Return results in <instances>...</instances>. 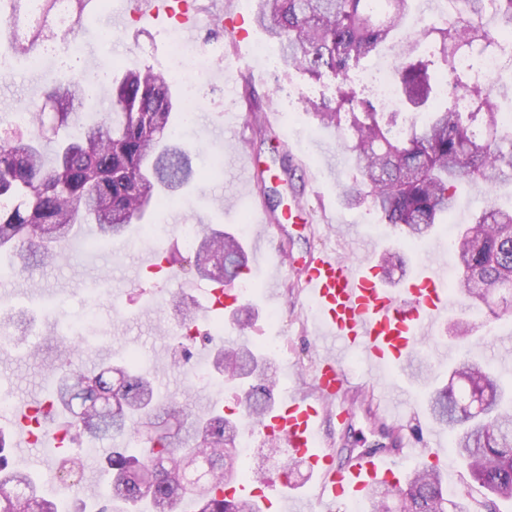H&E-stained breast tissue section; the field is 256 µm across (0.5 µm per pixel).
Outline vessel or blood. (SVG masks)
<instances>
[{
    "instance_id": "b4317fda",
    "label": "vessel or blood",
    "mask_w": 512,
    "mask_h": 512,
    "mask_svg": "<svg viewBox=\"0 0 512 512\" xmlns=\"http://www.w3.org/2000/svg\"><path fill=\"white\" fill-rule=\"evenodd\" d=\"M131 15L146 27L175 15L185 27L195 24L189 12H176L175 0H121L107 24L113 29L125 27ZM298 280L318 310L324 335L337 341L342 350L359 351L373 370L402 363L448 311L440 286L442 267L432 257L415 288L385 287L371 268L326 252L302 261ZM314 384V397L268 408L262 429L279 438L289 457L310 468L316 500L367 501L372 489L399 485L412 448L422 447L432 457L439 454L435 435H421L404 424L403 411L395 409L382 393L354 382L342 369L340 358L323 357ZM326 414L335 417L344 430L353 427L357 416L370 419L378 436L376 449L350 453L346 462H339L331 445L318 435L319 420ZM311 503L305 491L285 481L271 486L269 495L257 501L260 512L275 507L280 512H309Z\"/></svg>"
}]
</instances>
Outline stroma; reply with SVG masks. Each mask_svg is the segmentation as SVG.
Returning <instances> with one entry per match:
<instances>
[{
  "label": "stroma",
  "mask_w": 512,
  "mask_h": 512,
  "mask_svg": "<svg viewBox=\"0 0 512 512\" xmlns=\"http://www.w3.org/2000/svg\"><path fill=\"white\" fill-rule=\"evenodd\" d=\"M202 18L193 31H182L190 44L206 49L210 55L207 73L189 77L177 87L182 109H193V122L183 142L196 152L195 162L205 176L182 197L173 214L183 224H209L249 242L253 202H267L268 188H277L275 215L281 243L290 257L306 258L328 249L336 255L370 267H377L384 252H403L405 267L387 273L389 285L408 284L423 249L422 243L407 244L395 234L375 235L376 214L367 206H347L338 195V186L357 174L354 156L346 152L335 129L322 126L307 106L308 100L333 96V82L315 83L292 68L268 65L257 49L268 44L261 28H254L241 40L214 26V18L230 13L253 14L254 0H195ZM105 11L93 6L86 11L79 31L38 48L34 58L15 57L14 70L39 72L38 83L27 89L19 106L40 99L47 81L62 77L70 69L84 71L99 79L97 96L87 110L105 111L108 106L109 78L130 68L149 67L167 71L171 63L166 29L143 28L128 22L126 28L106 31ZM95 40L94 57L82 48ZM251 155L250 182H243L238 170L225 163L226 155ZM487 201L481 188L463 186L456 207L447 223L438 225L432 240L444 269H454L449 241L458 225L469 223ZM162 213L151 211L144 223L132 224L124 239L93 244L91 234L72 237L68 250L76 259H60L27 272L0 277V315L27 312L33 322L26 343L15 344L0 338V391H8L13 409L32 406L44 400L53 386V368L66 361L75 365L97 366L101 361L118 362L131 354L141 355L157 378L158 392L170 408H190L198 413L211 410L241 412L245 409L242 386L225 383L211 376L213 346L205 340L181 347L180 330L171 299L183 294L200 307L208 304L205 280L188 268L174 264L176 280L166 272L151 268L155 251L171 252L183 248L178 231L161 239H146L142 226L160 224ZM356 232L345 235L344 225ZM249 268L257 281L255 292L238 297L226 308L208 313L201 325L220 320L223 342L247 341L258 347L278 344L273 358L277 385L274 397L285 400L314 391L313 376L323 355L338 351L337 342L317 339L312 334L310 311L313 304L298 288L293 272L271 277V261L261 251L248 253ZM448 319L467 318L476 327L468 339L460 340L439 325L432 336L420 343L414 367L428 374V385H416L415 407L426 429L434 424L427 410L429 387L447 384L454 360L472 358L489 365L501 382L512 386V317L486 321L479 310L466 307L455 297ZM74 329V348L56 346L54 340L66 329ZM349 375L371 386L396 394L410 385L398 367L371 374L359 352L344 354ZM207 369L206 380L189 376L193 366ZM252 455L249 467L260 469L264 482L287 476L289 483L309 481L306 467L297 465L282 472L278 459L267 456V445L257 422L245 421ZM112 439L83 437L68 443L52 461L47 492L62 491V512H68L73 499L87 507L101 503L105 480L99 462Z\"/></svg>",
  "instance_id": "obj_1"
}]
</instances>
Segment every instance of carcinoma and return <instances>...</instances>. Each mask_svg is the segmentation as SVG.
Instances as JSON below:
<instances>
[{"instance_id": "obj_1", "label": "carcinoma", "mask_w": 512, "mask_h": 512, "mask_svg": "<svg viewBox=\"0 0 512 512\" xmlns=\"http://www.w3.org/2000/svg\"><path fill=\"white\" fill-rule=\"evenodd\" d=\"M89 0H0V33L9 34L15 54H28L58 38L47 23L63 15L74 31L83 24ZM459 11L419 23L395 41L411 0H257L256 21L280 51L282 63L309 79L337 82L333 100L311 102L314 116L334 127L358 162L359 178L341 184L349 205L368 204L385 224L397 225L408 243L430 236L456 205L464 179L491 193L512 187V124L499 100H512V86L471 80L455 67L462 56L496 51L512 69V0H452ZM495 21L490 27L488 19ZM393 43L400 58L395 72L401 101L386 112L377 99L358 96L352 77L364 61ZM447 77L448 91L441 88ZM92 85L79 71L51 89L60 111L29 112L17 132L0 139V252L9 270L23 272L61 254L62 243L82 224H92L95 242L125 236L129 225L151 210L178 200L201 177L176 137L175 81L149 68L127 70L113 79L109 110L66 134L79 119ZM52 132V159L44 153V133ZM460 276L453 291L495 319L512 315V207L489 201L452 242ZM188 264L203 279L224 274L235 284L248 272L240 240L200 224ZM182 344L200 335L197 315L185 298L174 296ZM213 368L229 380L249 382L246 414L260 419L276 385L272 359L245 344L217 351ZM452 375L470 393L454 386L428 397L433 421L448 430L456 455L482 488L512 501V397L498 376L466 359ZM485 400L479 412L463 407L469 396ZM59 411L73 416L65 437L127 435L134 448H114L105 457L108 495L99 512H255L244 497L225 491L244 479L238 421L222 411L200 416L172 414L158 405L152 373L134 357L88 375L65 369L36 410L35 423ZM9 440L0 435V512H59L30 474L10 467ZM481 501L465 493L445 495L441 475L429 464L406 476L405 487H382L372 497L373 512H476Z\"/></svg>"}]
</instances>
